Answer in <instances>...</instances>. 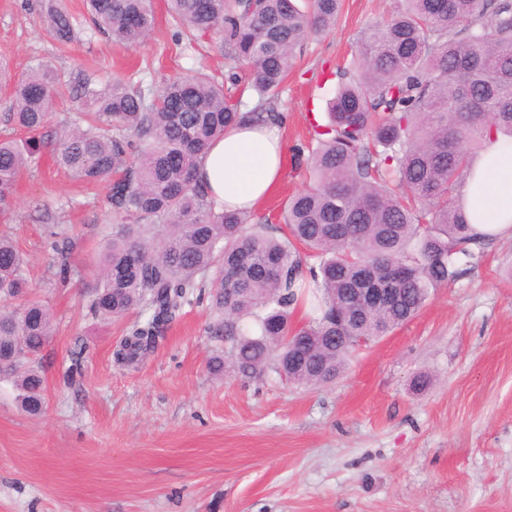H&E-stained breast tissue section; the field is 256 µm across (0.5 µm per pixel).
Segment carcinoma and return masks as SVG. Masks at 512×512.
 I'll use <instances>...</instances> for the list:
<instances>
[{"label": "carcinoma", "mask_w": 512, "mask_h": 512, "mask_svg": "<svg viewBox=\"0 0 512 512\" xmlns=\"http://www.w3.org/2000/svg\"><path fill=\"white\" fill-rule=\"evenodd\" d=\"M92 29L115 43L144 41L152 0H87ZM174 22L202 37L220 32L230 59L246 66L230 86L197 72L148 96L119 76L84 81L79 116L59 129L56 164L72 178L110 190L112 238L93 284L92 310L137 314L116 361L133 366L191 302L207 296L206 332L224 343L215 366L252 379L270 373L320 387L353 354L410 321L430 290L447 286L490 237L456 204L484 142L512 136V0H397L390 16L359 34L351 68L339 74L327 122L315 131L312 183L291 195L284 229L218 210L198 182L199 159L224 128L244 120L280 123L271 103L296 50L329 31L341 0H170ZM54 40L67 45L78 22L65 0H42ZM256 92L244 112L240 85ZM60 73L43 62L12 80L7 121L29 133L0 139V204L40 158L34 132L48 121ZM25 259L0 237V298L26 293ZM320 296L316 314L291 327L303 290ZM355 288L396 295L352 320ZM53 335L39 303L0 308V370L22 407L41 411L38 355Z\"/></svg>", "instance_id": "cac0c4a2"}]
</instances>
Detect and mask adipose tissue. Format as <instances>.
Returning <instances> with one entry per match:
<instances>
[{
  "label": "adipose tissue",
  "mask_w": 512,
  "mask_h": 512,
  "mask_svg": "<svg viewBox=\"0 0 512 512\" xmlns=\"http://www.w3.org/2000/svg\"><path fill=\"white\" fill-rule=\"evenodd\" d=\"M282 160L283 144L269 126L245 121L211 144L197 176L217 207L249 212L273 191ZM460 198L477 232L512 237V138L486 145L462 182Z\"/></svg>",
  "instance_id": "adipose-tissue-1"
}]
</instances>
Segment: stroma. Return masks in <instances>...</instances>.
I'll list each match as a JSON object with an SVG mask.
<instances>
[{
  "mask_svg": "<svg viewBox=\"0 0 512 512\" xmlns=\"http://www.w3.org/2000/svg\"><path fill=\"white\" fill-rule=\"evenodd\" d=\"M393 7L343 0L335 26L298 50L275 105L286 151L308 148L360 31ZM154 8L142 44L62 48L40 0H0V62L19 76L48 60L68 83L38 164L0 208V235L29 260L26 297L51 311L55 330L40 354V414L0 380V512H512L511 236L490 240L477 264L319 389L216 374L209 360L222 346L205 332L204 299L138 367L115 364L129 321L95 315L87 290L111 237L112 182L72 179L53 149L84 78L117 73L151 91L199 67L226 79L215 35L178 39L165 0ZM308 182L285 159L253 217L278 220ZM423 374L429 385L416 387Z\"/></svg>",
  "mask_w": 512,
  "mask_h": 512,
  "instance_id": "stroma-1",
  "label": "stroma"
}]
</instances>
